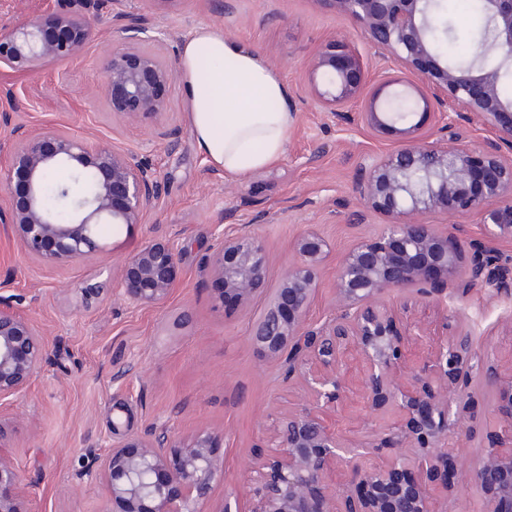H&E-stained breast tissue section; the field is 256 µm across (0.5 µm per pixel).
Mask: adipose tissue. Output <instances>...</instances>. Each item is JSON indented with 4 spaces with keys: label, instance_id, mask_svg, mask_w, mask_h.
Segmentation results:
<instances>
[{
    "label": "adipose tissue",
    "instance_id": "obj_1",
    "mask_svg": "<svg viewBox=\"0 0 512 512\" xmlns=\"http://www.w3.org/2000/svg\"><path fill=\"white\" fill-rule=\"evenodd\" d=\"M178 79L193 138L213 166L240 177L284 155L295 114L287 85L260 55L203 24L181 43Z\"/></svg>",
    "mask_w": 512,
    "mask_h": 512
}]
</instances>
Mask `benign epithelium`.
I'll use <instances>...</instances> for the list:
<instances>
[{"instance_id":"benign-epithelium-1","label":"benign epithelium","mask_w":512,"mask_h":512,"mask_svg":"<svg viewBox=\"0 0 512 512\" xmlns=\"http://www.w3.org/2000/svg\"><path fill=\"white\" fill-rule=\"evenodd\" d=\"M52 9L8 32L0 31V70L30 75L79 55L93 37L101 0H52ZM137 14L112 0L108 24L126 35L125 47L102 64L106 101L127 120L166 111L165 91L176 78V57L153 48L161 42L149 4ZM350 20L387 64L407 73L424 104L435 103L437 132L448 137L400 141L371 156L353 182L355 198L387 219L379 236L358 243L342 260L335 310L323 323L308 314L327 243L303 233L298 260L281 278L268 308L250 332L262 354L281 361L284 380L300 381L309 403L283 414L268 451L252 459L249 512H440L437 505L477 490L481 512H512V371L488 365L469 332L445 325L446 340L399 382L405 344L429 336L421 322H397L382 298L388 293L442 301L448 284L461 293L491 288L512 294V263L499 258L495 242L512 238V100L503 97L500 75L512 71V0H483L494 27L496 66L482 53L468 65L440 53L435 32L436 0H316ZM311 95L341 123L359 121L375 134L415 132L428 112L406 129L412 112H395L366 79L359 49L345 40L325 43L310 63ZM478 118L490 137L480 150L459 143L454 131L462 111ZM6 165H0V221L15 228L21 249L45 265L81 261L102 249L104 224H139L167 193L148 159L56 126L35 134L20 125ZM65 166L80 195L62 190L71 218L58 222L43 206L40 187ZM450 217L476 214L483 238L462 249L459 238L422 221L432 212ZM178 248L149 241L124 257L118 269L122 297L136 307L154 306L173 292L179 276ZM222 280V299L248 304L265 287L261 242L249 233L224 235L209 257ZM46 343L40 329L0 301V401L21 397L41 368ZM361 363L363 398L370 412L399 417L392 437L369 443L336 434L325 419L344 400L346 361ZM494 393L492 411L504 425L488 435V446L467 465L454 466L452 439L460 428L469 437L473 383ZM216 436L203 430L186 442L162 428L144 435L112 438L100 460L112 512H197L224 459L215 456ZM380 462H375V459ZM334 466L353 484H324ZM23 477L0 445V512H26L15 489Z\"/></svg>"}]
</instances>
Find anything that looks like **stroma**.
<instances>
[{
	"label": "stroma",
	"mask_w": 512,
	"mask_h": 512,
	"mask_svg": "<svg viewBox=\"0 0 512 512\" xmlns=\"http://www.w3.org/2000/svg\"><path fill=\"white\" fill-rule=\"evenodd\" d=\"M447 4L458 43L469 53L481 51L482 20L465 12L462 0ZM153 12L162 53L178 52L197 26L214 24L263 57L288 87L295 127L277 162L242 178L207 173L179 82L169 85L167 111L159 117L124 120L106 106L102 62L123 39L105 15L78 56L13 78L16 99L0 107L10 118L0 125V163L10 154L12 126L35 132L54 125L151 159L168 186L141 223L105 227L106 253L65 266L25 257L0 223V297L37 324L47 343L26 393L0 403V440L28 485L26 512H104L98 460L109 449L116 420L138 434L166 427L179 439L210 429L224 477L199 510L221 512L228 503L247 512L252 458L281 414L307 402L301 384L284 381L280 361L250 343L249 330L297 261L302 233L318 232L329 244L309 312L311 321L322 322L334 312L344 256L386 225L382 215L353 200L351 187L361 163L392 149L399 135L338 125L310 95L308 64L322 44L335 37L361 42L348 20L314 0H157ZM160 126L166 139L152 136ZM243 229L264 247L267 283L242 307L218 302L221 283L206 258L222 234ZM149 240L177 242L180 277L163 303L135 308L114 292L113 281L119 261ZM410 318L435 330L461 322L476 348H490L491 364L512 369V295L474 288L449 295L444 305L417 302ZM347 378L333 428L360 440L382 438L385 417L361 407L358 359H349ZM476 395L481 423L474 437L459 439L461 465L499 425L489 411V390L477 387Z\"/></svg>",
	"instance_id": "35a3bbf8"
}]
</instances>
